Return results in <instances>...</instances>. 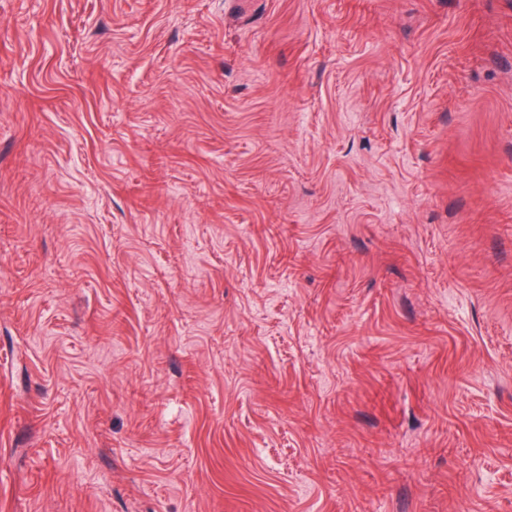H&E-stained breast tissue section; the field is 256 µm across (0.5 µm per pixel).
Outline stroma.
Wrapping results in <instances>:
<instances>
[{
  "label": "stroma",
  "mask_w": 512,
  "mask_h": 512,
  "mask_svg": "<svg viewBox=\"0 0 512 512\" xmlns=\"http://www.w3.org/2000/svg\"><path fill=\"white\" fill-rule=\"evenodd\" d=\"M0 512H512V0H0Z\"/></svg>",
  "instance_id": "35a3bbf8"
}]
</instances>
